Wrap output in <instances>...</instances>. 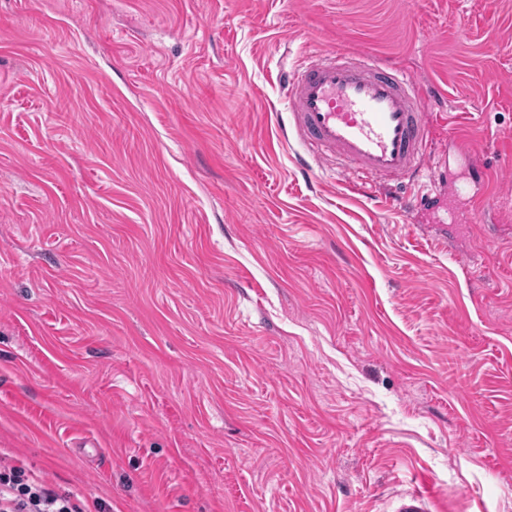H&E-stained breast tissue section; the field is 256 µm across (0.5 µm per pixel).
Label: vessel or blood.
Wrapping results in <instances>:
<instances>
[{
	"label": "vessel or blood",
	"instance_id": "vessel-or-blood-1",
	"mask_svg": "<svg viewBox=\"0 0 512 512\" xmlns=\"http://www.w3.org/2000/svg\"><path fill=\"white\" fill-rule=\"evenodd\" d=\"M428 95L386 60L317 52L287 86L290 132L318 161L335 158L364 189L416 176L432 141Z\"/></svg>",
	"mask_w": 512,
	"mask_h": 512
}]
</instances>
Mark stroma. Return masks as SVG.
<instances>
[{
    "label": "stroma",
    "instance_id": "obj_1",
    "mask_svg": "<svg viewBox=\"0 0 512 512\" xmlns=\"http://www.w3.org/2000/svg\"><path fill=\"white\" fill-rule=\"evenodd\" d=\"M319 49L437 87L432 211L298 167ZM0 461L102 512H512V0H0Z\"/></svg>",
    "mask_w": 512,
    "mask_h": 512
}]
</instances>
